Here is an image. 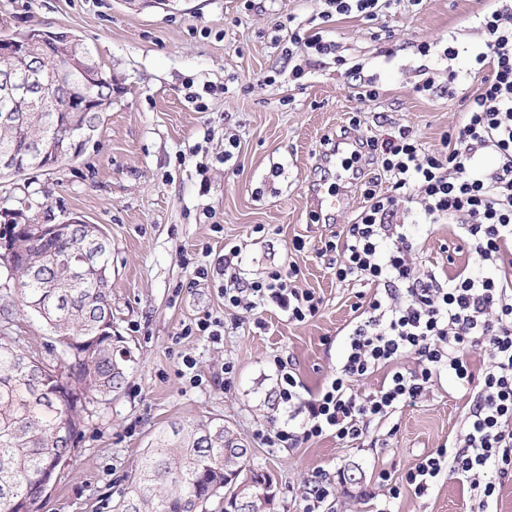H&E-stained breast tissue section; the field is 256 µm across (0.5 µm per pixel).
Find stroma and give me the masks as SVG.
<instances>
[{
	"label": "stroma",
	"instance_id": "stroma-1",
	"mask_svg": "<svg viewBox=\"0 0 512 512\" xmlns=\"http://www.w3.org/2000/svg\"><path fill=\"white\" fill-rule=\"evenodd\" d=\"M322 0H172L132 7L125 0H0V35L33 28L74 32L112 74L104 122L81 156L47 171L0 178V208L18 199L78 215L112 243V340L129 354L122 386L91 403L77 446L40 512H113L153 437L174 422L224 423L250 450L248 463L276 488L271 512H300L314 478L347 480L324 512H375L365 497L380 472L403 476L420 455L448 444L480 386L441 375L415 404L345 444L325 435L270 448L260 432L283 419L277 366L299 380L302 398L335 374L368 288L342 282L321 251L364 209V180L391 191L380 162L336 179L318 161L327 139L387 138L411 130L423 151L442 146L480 81L470 73L482 43V0H409L377 17L325 23ZM321 32L334 53L285 57L290 32ZM428 43L421 54L418 46ZM455 47L448 58L446 47ZM304 74L293 78L294 67ZM462 78L448 93V73ZM429 91H422L424 82ZM374 86L360 102L357 84ZM198 102H190V94ZM232 158H225V151ZM341 191L331 216L308 203L313 184ZM422 273L445 282L469 259L446 225L427 230L418 203L400 204ZM240 251L235 277L248 282L296 268L298 291L319 298L315 316L289 320L276 305L224 303L220 259ZM207 267L197 277L196 267ZM224 324L220 338L196 332L199 319ZM191 335H183L184 327ZM0 336L54 364L62 359L46 323L31 311L0 323ZM479 490L441 475L427 493L405 490L394 512H478Z\"/></svg>",
	"mask_w": 512,
	"mask_h": 512
}]
</instances>
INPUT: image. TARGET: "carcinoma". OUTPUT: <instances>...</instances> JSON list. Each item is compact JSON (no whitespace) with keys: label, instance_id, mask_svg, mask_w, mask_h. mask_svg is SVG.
I'll list each match as a JSON object with an SVG mask.
<instances>
[{"label":"carcinoma","instance_id":"cac0c4a2","mask_svg":"<svg viewBox=\"0 0 512 512\" xmlns=\"http://www.w3.org/2000/svg\"><path fill=\"white\" fill-rule=\"evenodd\" d=\"M52 31L33 28L21 36H0V45L35 41L43 69H64L65 84H51L53 95L62 99L86 97L88 121L101 125L105 105L112 98V77L103 70L93 48L80 36L72 35L68 45L51 37ZM81 48L89 65L91 87L83 76L68 69L69 52ZM12 73L26 80L15 58L0 53V77ZM71 113L48 111L39 106L29 110L28 122L20 127L0 124V151L14 150L22 157L14 175L39 169L26 156L27 145L38 139L48 146L67 132ZM18 242L16 269L18 298L0 303L4 319H10L15 305L37 312L50 327L63 355L76 361L68 378L78 393L53 377V366L26 354L7 337L0 336V512H39L34 482L53 453L72 454L78 431L65 437L53 427L63 420L81 422L87 404L108 401L120 388L124 368L113 357L112 340L97 335L106 313L104 274L110 269L111 244L93 238L90 230L58 232L41 247L29 248ZM92 248L98 261L78 270L65 267L59 258L76 246ZM240 444L221 423L197 422L174 426L156 438L139 475L131 482L117 512H203L204 507L224 492L226 471L224 449Z\"/></svg>","mask_w":512,"mask_h":512}]
</instances>
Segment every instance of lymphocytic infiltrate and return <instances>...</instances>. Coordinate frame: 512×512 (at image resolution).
Masks as SVG:
<instances>
[{
    "label": "lymphocytic infiltrate",
    "instance_id": "lymphocytic-infiltrate-1",
    "mask_svg": "<svg viewBox=\"0 0 512 512\" xmlns=\"http://www.w3.org/2000/svg\"><path fill=\"white\" fill-rule=\"evenodd\" d=\"M483 25L486 39L473 52L483 86L440 150L423 152L404 127L386 139L365 140L368 155L381 157L392 192L365 187L367 206L346 226L342 243L328 249L339 281H361L375 293L348 333L335 374L311 399H302L295 376L279 368L276 393L288 418L261 439L271 447L326 433L359 441L372 420L419 400L441 373L463 385L477 380L480 392L451 448L420 456L401 480L380 473L379 486L388 500L405 486L422 495L447 471L482 488L480 512H489L496 485L483 482L484 473L512 476V0H490ZM486 151L500 159L495 170L483 166ZM413 200L420 201L425 223L455 219L472 256L447 286L422 278L409 230L395 220L400 203ZM289 281V274L275 270L248 288L290 320L315 315L313 293L296 292ZM476 346L488 357L478 375L466 355ZM405 358L414 368H398ZM386 365L392 372L379 390L355 392L354 382Z\"/></svg>",
    "mask_w": 512,
    "mask_h": 512
}]
</instances>
